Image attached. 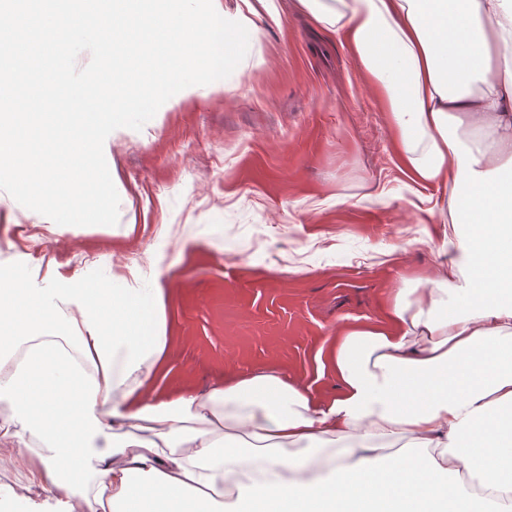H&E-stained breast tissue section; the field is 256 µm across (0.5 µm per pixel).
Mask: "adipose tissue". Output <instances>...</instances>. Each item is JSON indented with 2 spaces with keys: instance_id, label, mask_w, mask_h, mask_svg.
<instances>
[{
  "instance_id": "ef3b65f1",
  "label": "adipose tissue",
  "mask_w": 512,
  "mask_h": 512,
  "mask_svg": "<svg viewBox=\"0 0 512 512\" xmlns=\"http://www.w3.org/2000/svg\"><path fill=\"white\" fill-rule=\"evenodd\" d=\"M300 3L380 91L412 182L446 197L427 287L336 337L330 400L275 366L172 396L162 288L1 272L25 478L0 512H512V0Z\"/></svg>"
}]
</instances>
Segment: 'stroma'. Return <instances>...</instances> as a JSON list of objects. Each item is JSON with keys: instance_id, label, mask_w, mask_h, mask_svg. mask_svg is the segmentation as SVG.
<instances>
[{"instance_id": "35a3bbf8", "label": "stroma", "mask_w": 512, "mask_h": 512, "mask_svg": "<svg viewBox=\"0 0 512 512\" xmlns=\"http://www.w3.org/2000/svg\"><path fill=\"white\" fill-rule=\"evenodd\" d=\"M259 9L229 87L120 128L104 155L113 226L59 225L0 191V269L34 287L138 271L165 290V390L202 391L274 365L323 400L319 352L384 319L405 279L430 275L436 187L400 168L390 117L349 46L298 0ZM0 403V500L24 481Z\"/></svg>"}]
</instances>
